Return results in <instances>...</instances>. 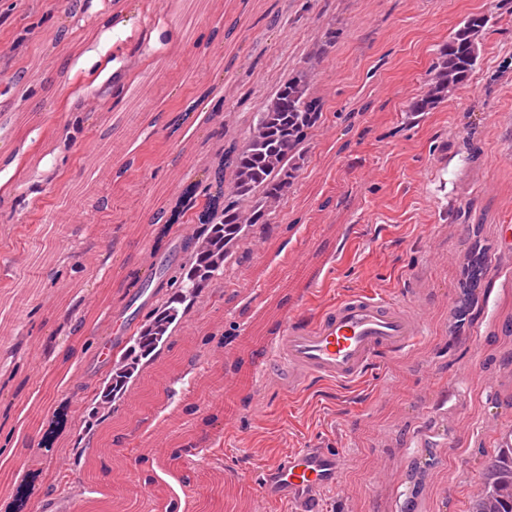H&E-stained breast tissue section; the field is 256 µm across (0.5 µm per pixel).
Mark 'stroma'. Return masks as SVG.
Wrapping results in <instances>:
<instances>
[{
    "instance_id": "1",
    "label": "stroma",
    "mask_w": 512,
    "mask_h": 512,
    "mask_svg": "<svg viewBox=\"0 0 512 512\" xmlns=\"http://www.w3.org/2000/svg\"><path fill=\"white\" fill-rule=\"evenodd\" d=\"M489 16L480 64L432 112L410 115L449 32ZM66 28L68 37L55 33ZM121 62L132 92L112 77ZM311 75L324 105L281 222L228 286L211 285L174 325V346L136 368L140 415L105 418L80 389L100 380L128 302L120 281L184 260L181 225L159 237L148 217L173 210L182 188L207 186L226 140L240 136L276 84ZM0 512L17 496L73 512L50 473L65 467L74 499L113 496L117 462L131 464L140 512H285L258 489L262 467L316 444L352 457L326 512H404L406 462L436 453L415 512H466L512 411L494 398L512 373L489 370L512 350V0H0ZM73 213L71 223L60 221ZM486 228L488 278L472 325L456 333L467 228ZM414 303L427 336L344 390L238 392L222 421L225 369L260 364L243 337H271L281 316H313L357 291ZM172 386L159 387L161 367ZM474 369L476 379H458ZM109 453L87 469L69 455L72 424ZM202 445V460L176 456Z\"/></svg>"
}]
</instances>
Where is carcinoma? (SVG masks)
Masks as SVG:
<instances>
[{"label": "carcinoma", "mask_w": 512, "mask_h": 512, "mask_svg": "<svg viewBox=\"0 0 512 512\" xmlns=\"http://www.w3.org/2000/svg\"><path fill=\"white\" fill-rule=\"evenodd\" d=\"M489 22L485 14H471L451 32L433 66L427 92L409 104V112L434 110L467 81L477 66V40ZM321 113L308 73L299 71L277 85L253 115L242 141L224 144V163L214 172L215 182L224 187V201L209 196L195 214L199 233L212 245L198 247L186 238L181 243L186 261L171 276L167 268L159 270L160 276L171 279L175 291L151 309L150 328L138 335L135 347L125 350V360L152 358L158 346H169L167 329L178 319L179 305L193 301L220 279L228 264L242 263L251 238L273 230L278 204L297 178L298 151ZM126 373L124 369L106 379L107 398L124 394ZM467 512H512V441L498 442L485 460L480 491L471 497Z\"/></svg>", "instance_id": "1"}]
</instances>
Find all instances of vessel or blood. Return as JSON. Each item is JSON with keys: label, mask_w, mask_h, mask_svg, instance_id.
<instances>
[{"label": "vessel or blood", "mask_w": 512, "mask_h": 512, "mask_svg": "<svg viewBox=\"0 0 512 512\" xmlns=\"http://www.w3.org/2000/svg\"><path fill=\"white\" fill-rule=\"evenodd\" d=\"M424 327V318L405 301L348 295L315 318L282 319L263 365L238 373L233 384L256 391L271 385L292 395L315 380L347 386L378 360L408 353ZM346 463L343 454L327 448H294L263 469L260 487L295 512H320Z\"/></svg>", "instance_id": "obj_1"}]
</instances>
